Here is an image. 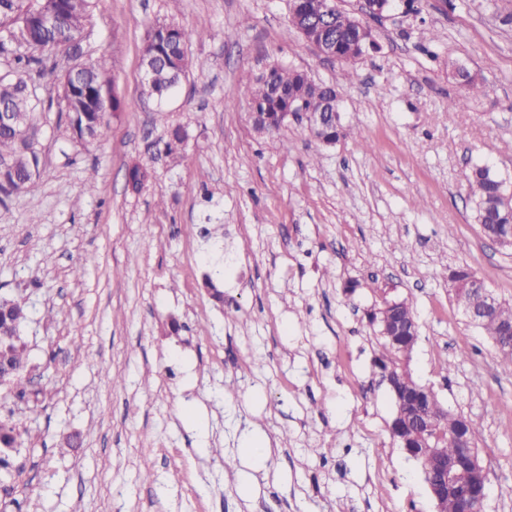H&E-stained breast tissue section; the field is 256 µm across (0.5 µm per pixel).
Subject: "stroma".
I'll list each match as a JSON object with an SVG mask.
<instances>
[{
    "label": "stroma",
    "instance_id": "stroma-1",
    "mask_svg": "<svg viewBox=\"0 0 512 512\" xmlns=\"http://www.w3.org/2000/svg\"><path fill=\"white\" fill-rule=\"evenodd\" d=\"M453 2L374 22L379 51L340 87L349 134L315 155L305 123L257 135L238 95L274 64L336 80L339 63L290 28L288 0H97L83 46L116 59L124 109L81 145L57 89L38 87L40 178L0 203V293L27 302L43 390L33 410L0 388L21 434L0 512H436L372 378L366 313L385 297L414 307V378L481 434L485 512H512V370L440 275L469 267L512 301V251L483 238L465 180L476 164L512 179V26L493 16L512 0ZM157 23L207 30L160 104L141 66ZM455 66L485 91L452 111ZM175 126L176 161L163 151ZM136 163L151 172L137 192Z\"/></svg>",
    "mask_w": 512,
    "mask_h": 512
}]
</instances>
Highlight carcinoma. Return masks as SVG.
Segmentation results:
<instances>
[{"instance_id":"cac0c4a2","label":"carcinoma","mask_w":512,"mask_h":512,"mask_svg":"<svg viewBox=\"0 0 512 512\" xmlns=\"http://www.w3.org/2000/svg\"><path fill=\"white\" fill-rule=\"evenodd\" d=\"M332 0H308V10H291L289 25L305 42L324 39L341 63L354 62L370 52V35L361 32L357 16L329 9ZM94 0H0V60L8 70L0 74V105L16 112L13 128H0V202L14 191L28 192L37 185L40 157L27 139L26 129L33 126L39 100L32 97L30 84L55 86L62 90L73 140L89 144L100 139L106 129L105 116L122 110L120 98L111 88L112 61L104 56L83 58L82 37L92 17ZM56 12L58 23L46 28L39 20L43 9ZM204 29H187L174 24L151 27L141 46V61L151 69L149 96L162 101L170 96L190 66L188 45ZM241 94L255 112L268 113L269 121L256 128L261 135H273L285 124L279 114L296 106L305 112H334L338 108L339 83L316 84L298 69L274 65L264 71L255 84L245 86ZM310 147L315 152L335 144L346 135L343 125L326 121L310 130ZM185 131L174 127L163 148L179 157ZM129 185L140 191L149 179V171L140 165L128 169ZM472 214L482 236L497 245L512 239V187L505 178L485 165H475L467 175ZM472 271L466 267L446 268L442 277L456 283L452 291L457 306L472 298ZM28 314L24 302L0 295V368L3 383L14 387V397L27 404L39 401L40 391L22 382L28 366L27 347L21 336ZM376 328L382 346L380 368L394 394L395 413L390 425L392 438L421 466L424 481L437 479V458L443 456L459 465L467 464L455 438L464 434L470 446L477 447L479 433L467 418L453 413L439 401L436 392L419 383L408 370V361L418 340L419 327L413 308L404 300L384 299L367 314ZM512 327V303L498 300L496 308L478 322V328L495 345L501 361L512 366V347L504 342V330ZM430 420L437 438L403 428L404 421ZM20 435L16 427L0 420V476L8 478L14 469ZM469 497L462 491L443 498L440 512H465Z\"/></svg>"}]
</instances>
